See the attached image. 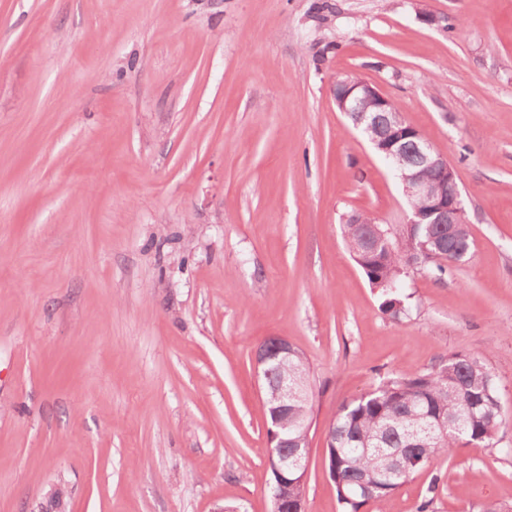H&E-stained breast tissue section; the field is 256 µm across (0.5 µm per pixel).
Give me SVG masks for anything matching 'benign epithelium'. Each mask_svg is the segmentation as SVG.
Listing matches in <instances>:
<instances>
[{
  "label": "benign epithelium",
  "instance_id": "7a95c632",
  "mask_svg": "<svg viewBox=\"0 0 512 512\" xmlns=\"http://www.w3.org/2000/svg\"><path fill=\"white\" fill-rule=\"evenodd\" d=\"M333 99L339 111L349 116L358 115L354 126L369 134L372 147L394 158L399 165L398 179L404 195L418 199L423 208L410 214V224H465V205L458 188L455 167L444 155L433 150L423 134L408 124L401 112L391 113L385 130L377 134L371 126L365 104L369 103L377 112L386 111L389 100L371 83L356 73H346L336 78L332 87ZM414 147L422 157L429 175L424 176L406 165L404 155ZM293 345L281 336H271L268 342L255 351L257 376L264 392L270 394L281 405H288V386L284 383H269V366L272 361H288V351Z\"/></svg>",
  "mask_w": 512,
  "mask_h": 512
}]
</instances>
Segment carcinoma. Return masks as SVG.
I'll return each instance as SVG.
<instances>
[{
	"mask_svg": "<svg viewBox=\"0 0 512 512\" xmlns=\"http://www.w3.org/2000/svg\"><path fill=\"white\" fill-rule=\"evenodd\" d=\"M363 219L362 224L342 225V234L351 258L378 291L381 310L395 318L408 312L399 288L412 264L441 279L473 247L468 224L411 227ZM288 388V412L277 424L272 418L276 403L265 396L267 437L303 448L312 390L309 363L297 349L288 356ZM504 421L496 375L480 352L453 354L429 370L382 380L372 391L344 402L330 427L328 468L340 512H360L369 503L376 512H388L413 474L457 444L495 447ZM286 476L288 502L305 497L301 474L290 470Z\"/></svg>",
	"mask_w": 512,
	"mask_h": 512,
	"instance_id": "obj_1",
	"label": "carcinoma"
}]
</instances>
